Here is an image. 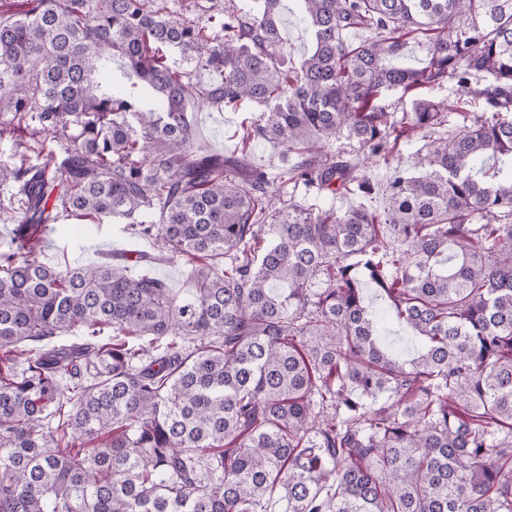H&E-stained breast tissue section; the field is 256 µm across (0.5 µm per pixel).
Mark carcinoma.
<instances>
[{
  "instance_id": "obj_1",
  "label": "carcinoma",
  "mask_w": 512,
  "mask_h": 512,
  "mask_svg": "<svg viewBox=\"0 0 512 512\" xmlns=\"http://www.w3.org/2000/svg\"><path fill=\"white\" fill-rule=\"evenodd\" d=\"M282 2L0 14V114L37 113L65 153L0 164V512H275L281 492L284 512H512V0H298L312 50L291 68ZM448 79L483 107L454 133L424 95ZM389 90L411 110L379 105ZM196 102L265 111L238 152L201 153ZM419 130L383 212L294 202L376 193L327 143L387 165ZM258 139L283 148L278 174L250 161ZM60 210L156 252L49 266ZM178 258L185 295L129 273ZM368 286L422 339L412 358Z\"/></svg>"
}]
</instances>
